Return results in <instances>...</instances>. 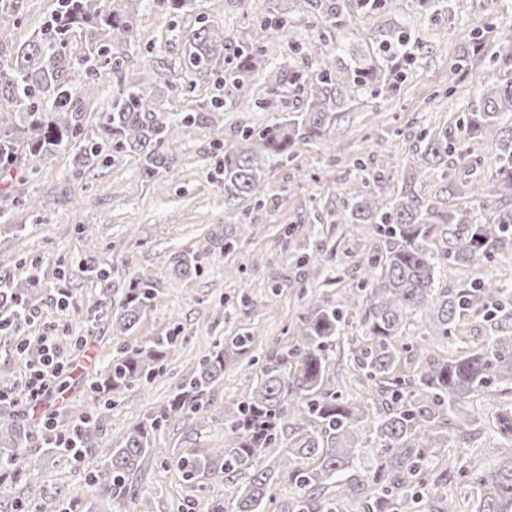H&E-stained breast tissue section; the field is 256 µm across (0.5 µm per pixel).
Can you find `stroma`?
<instances>
[{
	"label": "stroma",
	"instance_id": "stroma-1",
	"mask_svg": "<svg viewBox=\"0 0 512 512\" xmlns=\"http://www.w3.org/2000/svg\"><path fill=\"white\" fill-rule=\"evenodd\" d=\"M266 5L267 0H192L182 14L168 15L155 0H140L137 36L122 47L125 81L150 86L175 119L197 111L199 102L208 104L212 95L208 77L198 79L190 95L175 84L184 73L182 34L196 27L200 17H213L230 34L225 57L244 44L268 49L266 66L248 84L250 107H241L229 93L220 107L208 105L214 128L195 125L166 142L164 150L175 163L160 173L157 183L142 178L141 161L130 151L78 175L75 152L67 149L40 162L34 179L0 177V190L7 192L0 197V275L19 279L35 272L45 287L68 289L75 300L74 311L66 313L49 298H40L18 335H0V380L23 371L18 346L25 338L54 337L58 354L69 363L55 391L34 403L19 397L1 405L0 427L38 428L52 417L65 422L66 407L89 403L102 360L121 345L134 347L178 329L188 342L170 350L163 373L151 384L124 392L105 410V437L116 442L132 423L167 404L181 373L212 351L216 340L254 329L262 337V352H269L287 345L301 317L325 302H338L345 292L359 291L361 263L378 256L381 240L369 224L328 223V212L362 194L380 170L391 176L385 193L394 199L416 163L425 132L454 122L477 101V88L464 77L462 62L481 71L489 84L503 73L502 61L472 54L475 33L490 39L512 33V0H451L450 10L433 14L421 10L417 0H397L394 7L368 15L358 14L351 0H344L341 27L293 20L297 44L292 47L260 27ZM55 6L56 0H23L21 17L2 18L0 27L24 42ZM390 29L407 31L415 41L413 62L393 93L354 96L332 130L335 151L308 143L297 145L291 157L267 159L263 182L277 198L275 207H257L251 198L225 202L224 178L212 146L215 132L235 139L242 128L258 129L298 111L304 96L288 88L293 71L312 82L318 74V50L333 46L348 55L370 54L379 35ZM278 86L286 94L276 110L260 108L267 89ZM494 155V141H485L469 167L456 172L465 187L448 206L469 223L484 222L492 201L472 197L466 184L489 177ZM19 194L36 198L37 211L11 206L10 197ZM313 224L319 233L311 237L307 230ZM84 227L97 240L96 250L88 249L80 233ZM211 232L223 234L231 248L208 251ZM189 249L200 252L202 273L186 279L172 271L169 257ZM306 251L319 254V263L299 265L297 255ZM91 265L106 271V279L92 278L87 271ZM136 275L154 278L160 298L134 330L118 335L106 308L119 306ZM252 382L251 373L231 366L205 394V411L170 424L163 442L168 466L152 463L136 481L138 489L152 493L154 512H208V500L222 496L224 484L216 480H206L202 491L185 487L173 463L187 451L205 453L223 446L220 421L234 415ZM502 390L493 407L512 402V385ZM493 407H484L476 397L466 402V410L481 413L484 424L459 441L457 469L437 493L419 503L420 512H436L443 494L458 500L462 512H472L477 492L460 470L491 466L481 450L494 439ZM107 456L102 448L76 464L44 451L38 481L45 502L54 512H118L108 487L96 480Z\"/></svg>",
	"mask_w": 512,
	"mask_h": 512
}]
</instances>
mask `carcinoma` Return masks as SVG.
<instances>
[{"mask_svg":"<svg viewBox=\"0 0 512 512\" xmlns=\"http://www.w3.org/2000/svg\"><path fill=\"white\" fill-rule=\"evenodd\" d=\"M138 0H57L55 10L32 36L18 45L0 28V175L23 160H45L58 151L75 150L86 169L104 156L133 151L142 160V175L158 179L174 158L161 151L180 127L200 115L173 123L161 98L147 86L123 87L124 58L118 47L137 32ZM260 26L274 34L290 30L294 17L328 27L342 23L339 0H270ZM228 36L204 17L184 35L183 67L206 77L224 65ZM81 52L73 55L74 42ZM480 53L512 61V34L487 43ZM320 70L306 92V101L288 119L255 132L241 130L234 141L215 140L222 153L224 199L257 197L258 206L274 204L261 191L263 166L271 155H290L295 145L325 141L342 108L358 91L373 96L392 93L412 61L406 34L386 32L379 54L342 58L319 52ZM267 61L263 50L243 47L228 78L218 87L243 92L251 74ZM480 87L478 104L453 126L421 138L415 172L445 183L447 197L425 201L408 184L392 202L381 196L389 181L385 172L372 177V189L348 200L336 213L338 224H372L383 252L363 262L365 297L351 293L346 308L330 302L301 318L297 333L281 351L264 362L254 355L258 335L232 336L185 371L177 393L166 405L134 423L110 448L103 477L112 500L126 512H152L146 495L131 491V478L146 460L161 458V435L169 424L205 409L203 397L224 377L227 365L249 358L256 367L254 385L238 402L234 416L222 419L228 444L206 454L189 451L176 462L182 481L193 487L203 476L224 479V499L210 512H293L275 489L287 482L297 501L309 503L332 492L326 512H342V503L358 499L360 512H404L408 501L433 491L445 474L433 470L438 450L448 447L459 429L457 407L465 399L495 394L496 381H512V272L494 283L474 279L456 288L435 286L440 262L471 267L495 254H512V197L493 205L488 222L470 224L448 210L456 195L453 170L496 134L493 182L512 190V70L488 85L473 72ZM119 85L110 105L99 113L95 131L82 123L84 100L101 79ZM179 274L202 273L199 255L180 251L170 258ZM40 279L0 278V332L16 333L27 321L39 294ZM159 289L151 278L133 281L114 313L112 328L126 334L140 315L154 306ZM362 311L355 337L352 367L365 382V406L352 407L332 377L336 339L353 309ZM482 316L490 329L487 345H465L457 328L468 316ZM428 318L427 335L403 342L406 326ZM179 338L175 330L155 336L141 347L126 349L103 362L94 401L69 409V428L62 432L32 431L17 426L0 435V480L28 479L27 499L39 498L36 480L40 453L49 448L75 462L101 447L100 417L114 398L134 386L151 383L163 372L164 357ZM443 344V356L427 357L430 344ZM500 445L485 449L498 463L490 469L465 468L462 474L479 490L475 512H512V403L502 406L494 423ZM71 437L73 451L55 447V436ZM279 449L277 462L261 464L266 451ZM369 465H364L366 458Z\"/></svg>","mask_w":512,"mask_h":512,"instance_id":"obj_1","label":"carcinoma"}]
</instances>
